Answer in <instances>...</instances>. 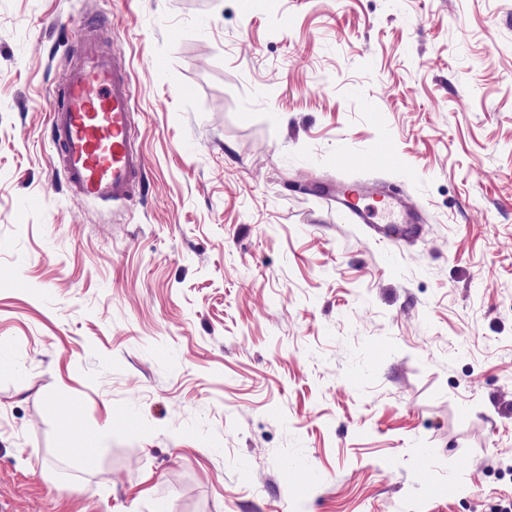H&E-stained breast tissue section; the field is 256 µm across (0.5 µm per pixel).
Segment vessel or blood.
<instances>
[{
  "mask_svg": "<svg viewBox=\"0 0 512 512\" xmlns=\"http://www.w3.org/2000/svg\"><path fill=\"white\" fill-rule=\"evenodd\" d=\"M134 88L119 63L88 33L50 102L57 164L67 189L99 203H119L143 184L135 145ZM336 202L359 224L418 223V216L386 189L344 185Z\"/></svg>",
  "mask_w": 512,
  "mask_h": 512,
  "instance_id": "vessel-or-blood-1",
  "label": "vessel or blood"
}]
</instances>
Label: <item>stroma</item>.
I'll return each instance as SVG.
<instances>
[{"label": "stroma", "instance_id": "stroma-1", "mask_svg": "<svg viewBox=\"0 0 512 512\" xmlns=\"http://www.w3.org/2000/svg\"><path fill=\"white\" fill-rule=\"evenodd\" d=\"M88 29L135 90L120 204L49 136ZM508 498L512 0H0V512ZM377 198L380 206L364 204L363 200ZM336 203L357 224H420L418 216L403 205L401 199L384 188L336 187Z\"/></svg>", "mask_w": 512, "mask_h": 512}]
</instances>
